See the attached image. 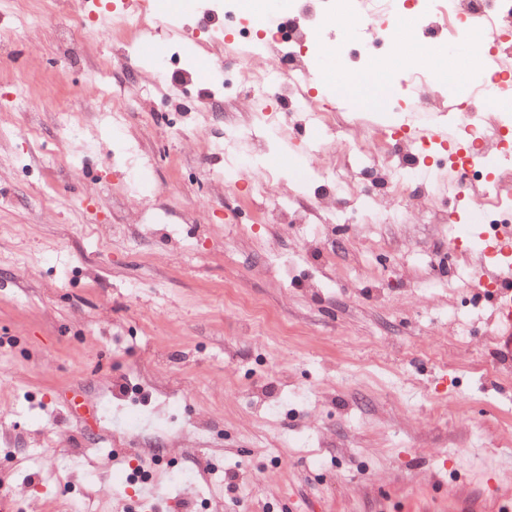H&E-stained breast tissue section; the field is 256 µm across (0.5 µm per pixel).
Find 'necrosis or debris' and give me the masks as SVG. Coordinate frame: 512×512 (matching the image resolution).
Returning <instances> with one entry per match:
<instances>
[{"instance_id":"4bbe7bcc","label":"necrosis or debris","mask_w":512,"mask_h":512,"mask_svg":"<svg viewBox=\"0 0 512 512\" xmlns=\"http://www.w3.org/2000/svg\"><path fill=\"white\" fill-rule=\"evenodd\" d=\"M348 0H282L280 22L271 27L260 13L242 16L239 0H218L215 8L181 6L191 18L218 15L237 18L240 40L236 70L247 87L251 108L243 124L227 125L222 142L213 146L224 156V181L247 185L255 199L271 194L273 168H242L239 157L251 140V125H280L284 115H299L309 135L311 148L336 139L348 143L354 161L349 165L326 164L317 170L299 166L296 178L308 182L319 177L325 184L312 205L281 202L285 224H313L329 215L337 223H349L346 203L361 197L367 220L378 224L402 221L412 210L425 211L429 223L451 226L448 263L465 266L470 253L468 231L459 210L444 211L426 203L424 192H412L435 161L448 167V195L466 198L483 224V241L498 255L512 253V64L502 46L512 40V0H361L348 11ZM171 9L168 0H139L131 13L104 12L99 29L112 33L132 30L140 37L159 34V25ZM349 20L357 39L369 45L385 44V55L372 52L354 57L340 41H329L325 24L329 19ZM433 35L449 28L451 62H440L426 71L407 64L396 45L405 20ZM262 55L261 74L249 71L247 61ZM372 80L374 95L365 104V116L344 106H332L320 96L318 84L345 88L361 80ZM445 91L449 110L458 114L447 143L419 140L411 136L414 115L405 103L416 99L429 104L427 88ZM384 169L379 184L361 185L355 171Z\"/></svg>"}]
</instances>
